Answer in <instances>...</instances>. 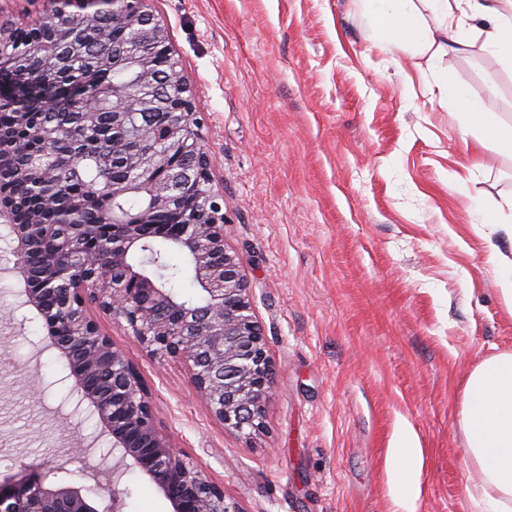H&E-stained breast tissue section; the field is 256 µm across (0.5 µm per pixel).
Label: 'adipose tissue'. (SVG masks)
<instances>
[{"instance_id": "adipose-tissue-1", "label": "adipose tissue", "mask_w": 512, "mask_h": 512, "mask_svg": "<svg viewBox=\"0 0 512 512\" xmlns=\"http://www.w3.org/2000/svg\"><path fill=\"white\" fill-rule=\"evenodd\" d=\"M371 37L382 47L411 46L418 53L465 52L473 37L482 50L512 66V0H361ZM440 97L464 109L471 151L497 148L512 153V125L471 100L459 85L440 82ZM466 454L492 486L484 512H512V353L479 363L463 392Z\"/></svg>"}]
</instances>
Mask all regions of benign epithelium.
I'll return each mask as SVG.
<instances>
[{"mask_svg": "<svg viewBox=\"0 0 512 512\" xmlns=\"http://www.w3.org/2000/svg\"><path fill=\"white\" fill-rule=\"evenodd\" d=\"M115 0H84L88 10L75 21L92 38L96 18L114 9ZM125 45L153 50L134 60L137 89L124 94L116 89L89 99L74 95L65 85L31 90L50 83L41 74V62L50 65L61 53L59 35L40 14L28 24L43 61L18 72L0 85V99L19 108L39 105L44 112H59L77 101L93 129L104 118L114 129L125 126L130 113L143 118L141 138L151 140L153 126L169 129V139L181 152L193 156L197 180L211 183L209 157L202 144L201 122L193 91L180 61L168 44L166 26L145 7L146 0H124ZM15 26L0 21V61L13 47ZM164 59V74L178 78L179 97L168 102L170 111H158L157 96L147 86L159 77L155 54ZM171 149L154 146L130 150L122 163L132 178L113 194L143 192L148 205L124 218L112 217L110 245L91 249L87 241L97 233L96 224H41L31 213L0 197V222L9 228L14 270L27 281L25 304L44 320L50 342L67 361L73 379L76 408L86 404L97 415L104 433L112 438V450L120 460L109 463L103 456L93 472L108 512H122L119 488L124 465L148 477L169 502L171 512H240L226 501L224 487L209 479L182 450L174 446L157 420L153 397L138 366L112 343L91 315L90 308L110 316L152 358L178 360L190 371L196 393L224 428L251 436L264 428V409L275 384V367L267 353L262 327L253 315L250 288L239 255L224 241V204L213 190L206 198V222L157 224L156 215L168 208L192 180L189 169L170 163ZM10 168L21 176L50 187L43 196L58 202L52 172L21 158L18 141L0 136V173ZM153 239L172 243L189 260L201 300L186 303L161 286L152 268L139 255ZM39 245L50 250L45 268L35 274L28 256ZM0 512H100L82 490L70 485H47L38 476L23 475L0 480Z\"/></svg>", "mask_w": 512, "mask_h": 512, "instance_id": "1", "label": "benign epithelium"}]
</instances>
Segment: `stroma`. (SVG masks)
Listing matches in <instances>:
<instances>
[{
  "mask_svg": "<svg viewBox=\"0 0 512 512\" xmlns=\"http://www.w3.org/2000/svg\"><path fill=\"white\" fill-rule=\"evenodd\" d=\"M195 91L228 247L240 258L276 367L265 429H224L187 367L151 359L105 315L172 442L241 512H483L461 425L465 380L512 352L500 277L512 154L472 156L445 77L512 124V70L469 48L435 62L369 39L359 0H147ZM0 225V475L42 472L94 495L110 448L76 410L66 362L24 306ZM422 449L396 483L402 426ZM92 444L72 453L73 440ZM122 512H170L141 473Z\"/></svg>",
  "mask_w": 512,
  "mask_h": 512,
  "instance_id": "1",
  "label": "stroma"
}]
</instances>
